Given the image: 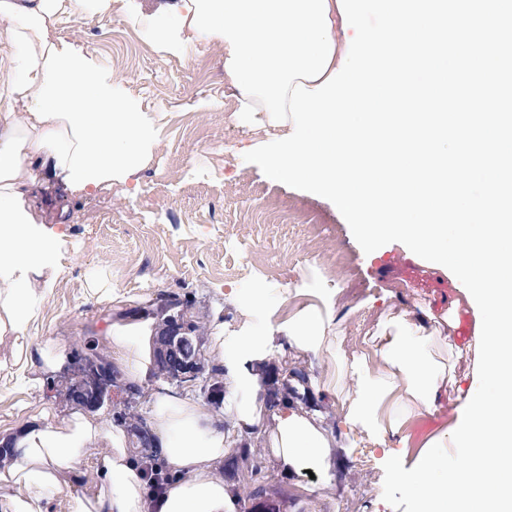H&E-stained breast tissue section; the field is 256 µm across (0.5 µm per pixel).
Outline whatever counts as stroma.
Segmentation results:
<instances>
[{
  "label": "stroma",
  "mask_w": 512,
  "mask_h": 512,
  "mask_svg": "<svg viewBox=\"0 0 512 512\" xmlns=\"http://www.w3.org/2000/svg\"><path fill=\"white\" fill-rule=\"evenodd\" d=\"M56 34L112 71L152 120L156 146L137 174L136 196L117 183L91 196L72 194L53 179L32 196L35 220L59 227L63 238L60 273L27 342L61 337L71 356L83 355L112 320L155 316L153 301L162 292L186 295L203 322L222 316L225 335L264 329L272 338L267 369L307 373L299 401L325 414L336 437V466L287 474L271 449L236 443L232 450L243 459L224 471L230 492L246 499L265 487L266 503L278 512H395L382 496V448L346 428L340 397L324 387L336 376L335 352L289 348L285 329L301 313L318 311L339 332L343 351L361 355L388 310L429 308L443 335L459 345L471 338L474 319L463 305L458 328L444 322L458 297L448 276L396 243L364 253L333 203L272 181L235 156L257 132L240 117L236 93L224 81L222 47L197 44L167 56L123 13L103 16L89 6L78 16L59 14ZM248 288L269 296L260 314L243 313L236 303ZM8 357L0 346V429L35 417L59 423L71 407L63 369L24 388ZM364 451L372 469L362 465Z\"/></svg>",
  "instance_id": "stroma-1"
}]
</instances>
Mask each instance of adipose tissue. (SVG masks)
<instances>
[{
    "label": "adipose tissue",
    "instance_id": "obj_1",
    "mask_svg": "<svg viewBox=\"0 0 512 512\" xmlns=\"http://www.w3.org/2000/svg\"><path fill=\"white\" fill-rule=\"evenodd\" d=\"M63 0H0V24L14 48L13 66L0 78V342L25 371L39 376L62 365L67 346L45 339L36 349L24 338L58 272L60 232L37 223L29 209L32 188L53 177L69 191L93 194L131 180L152 158V121L128 99L94 57L56 38ZM336 0H177L149 14L126 11L129 22L159 50L173 56L197 43L224 48V79L238 94L246 121L292 130L289 104L297 84L315 88L340 65L346 48L336 36ZM430 311H402L379 324L371 357L340 360L331 393L347 407V421L383 439L401 440L407 424L433 414L451 382L449 358L471 344L449 345ZM156 330L152 319L119 318L102 344L123 381L144 394L154 452L174 474L162 494L149 491L124 429L72 409L61 423L31 422L0 432L12 462L0 470V512H50L88 451L108 442L97 479L71 497L69 512H241V499L224 483L229 431L223 414L192 395L151 391ZM290 347L331 349L325 320L308 311L288 325ZM266 335L252 329L225 336L213 323L215 363L224 389L236 397L232 420L239 437L264 439L281 466L304 463L328 471L336 440L319 412L292 401L266 410L259 373L242 359L264 361ZM389 406L388 418L379 415Z\"/></svg>",
    "mask_w": 512,
    "mask_h": 512
}]
</instances>
